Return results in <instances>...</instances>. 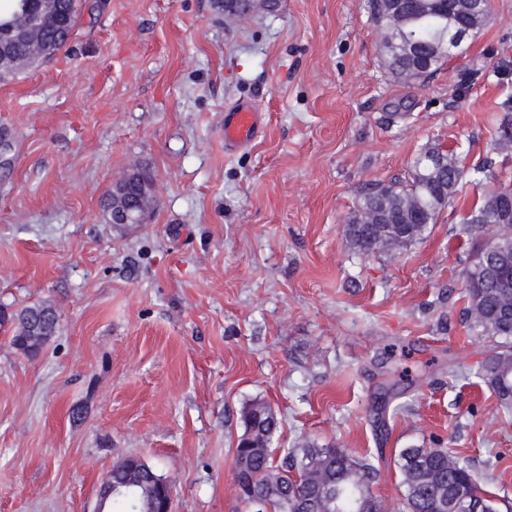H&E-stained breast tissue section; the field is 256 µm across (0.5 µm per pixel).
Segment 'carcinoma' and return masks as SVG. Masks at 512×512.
I'll list each match as a JSON object with an SVG mask.
<instances>
[{
  "label": "carcinoma",
  "mask_w": 512,
  "mask_h": 512,
  "mask_svg": "<svg viewBox=\"0 0 512 512\" xmlns=\"http://www.w3.org/2000/svg\"><path fill=\"white\" fill-rule=\"evenodd\" d=\"M375 22L385 31V53L388 69L397 77L411 79L416 55L428 56L431 70H438L448 58L441 51V41L451 28V0H402L399 5L401 20L389 23L384 18L387 4L369 0ZM35 7V0H18V10L8 20H0V44L18 54L23 44L10 34L13 18ZM504 118L499 124L498 145H512V97L500 104ZM493 161L484 160L471 168L465 167L453 154L438 148L421 152L412 162L410 177L405 182L370 184L359 192L357 211L370 209L375 199L382 197L388 203L387 212L401 219L402 209L415 205L414 221L405 228L400 247L406 248L421 240L430 225L438 220L457 192L458 185L468 179L474 183L494 177ZM512 213V193L509 188L497 186L488 190L464 218L456 235L480 236L481 225L496 224L501 217ZM353 217L345 234L350 247L358 254H373V240L391 237L395 230L387 224H359ZM462 288L467 297L464 308L469 328L502 340L499 356L488 360L481 368L482 377L506 407L512 405V318L500 315L498 300L512 297V254L505 259L487 255L480 247L471 262L462 271ZM482 306L479 318L471 317L476 305ZM44 305L28 306L17 315V329L12 344L25 354L34 356L42 344H26V325L40 327L46 336L55 331L56 320L47 314ZM401 375L390 384L415 382L412 374L418 366L401 360ZM244 426L234 453V481L238 499L252 512H368L378 506L372 492L377 468L340 448H318L306 444L287 448L281 463H274L272 440L279 429V418L263 401L245 406L242 412ZM404 488L402 512H451V502L467 503L473 500L487 503V512H500V500L484 498L480 479L460 465L446 448H404L397 459Z\"/></svg>",
  "instance_id": "1"
}]
</instances>
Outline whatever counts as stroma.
Returning a JSON list of instances; mask_svg holds the SVG:
<instances>
[{"label":"stroma","mask_w":512,"mask_h":512,"mask_svg":"<svg viewBox=\"0 0 512 512\" xmlns=\"http://www.w3.org/2000/svg\"><path fill=\"white\" fill-rule=\"evenodd\" d=\"M67 44L0 83V309L53 305L35 356L0 329V512H93L136 456L175 512H246L233 477L241 412L280 418L278 446L343 448L378 469L398 512L401 449L446 448L512 502V411L478 376L496 340L462 319L455 233L486 188L467 184L424 238L360 255L358 192L402 182L422 150L494 161L512 96V0L436 72L396 78L368 0H276L243 19L211 0H81ZM252 101L263 130L224 150V113ZM155 182L145 224H111L113 180ZM429 368L379 430L384 345Z\"/></svg>","instance_id":"stroma-1"}]
</instances>
